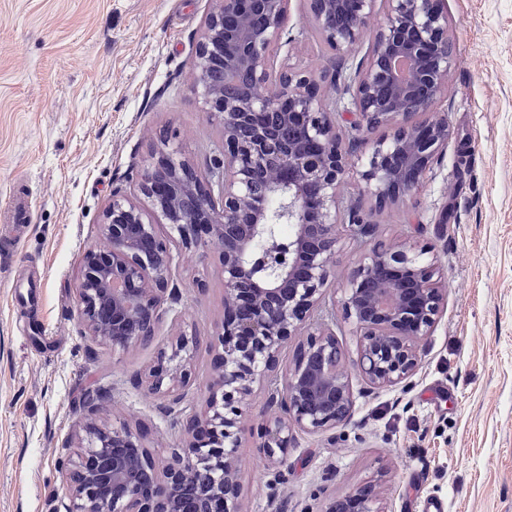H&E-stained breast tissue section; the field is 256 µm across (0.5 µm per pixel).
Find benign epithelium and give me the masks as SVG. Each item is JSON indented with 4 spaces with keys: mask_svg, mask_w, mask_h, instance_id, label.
<instances>
[{
    "mask_svg": "<svg viewBox=\"0 0 512 512\" xmlns=\"http://www.w3.org/2000/svg\"><path fill=\"white\" fill-rule=\"evenodd\" d=\"M289 2L219 0L204 20L193 66L202 108L222 124L220 171L195 167L159 135L137 199L115 193L103 211L108 248L83 253L79 318L102 343L127 348L154 336L164 304L175 299L176 243L219 251L224 321L203 412L175 417L196 337H177L160 352L167 366L145 380L166 398L163 415L183 423L184 444L160 465L128 425L87 422L64 469L70 512H238L240 420L257 382L268 386L260 447L274 463L287 458L294 434H322L349 419L354 394L336 321L313 316L326 306L341 222L368 245L344 288L345 318L360 336L353 365L363 380L374 387L404 381L418 364L417 341L444 307L446 288L436 263L423 258L427 251L376 240L369 215L343 208L340 188L356 157L362 195L377 209L400 204L447 150L446 121L412 124L407 112L411 103L429 111L446 88L453 56L445 0H309L318 33L340 58L373 32L349 79L327 87L287 66L274 70V48L292 40ZM380 12L383 21L371 27ZM216 69L269 93L217 83ZM345 114L356 132L386 127L390 134L343 138ZM282 124L299 130L296 145L283 144ZM297 336L303 340L280 379L279 355ZM377 496L376 485H365L326 512H376Z\"/></svg>",
    "mask_w": 512,
    "mask_h": 512,
    "instance_id": "obj_1",
    "label": "benign epithelium"
}]
</instances>
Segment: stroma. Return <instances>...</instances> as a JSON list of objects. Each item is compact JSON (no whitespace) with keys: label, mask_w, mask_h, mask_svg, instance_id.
<instances>
[{"label":"stroma","mask_w":512,"mask_h":512,"mask_svg":"<svg viewBox=\"0 0 512 512\" xmlns=\"http://www.w3.org/2000/svg\"><path fill=\"white\" fill-rule=\"evenodd\" d=\"M216 0H0V512H68L58 462L86 389L107 392L102 422L147 426L158 458L184 439L139 382L176 336L197 337L186 401L201 409L224 318L212 248L179 249V297L152 341L112 348L86 336L75 283L83 251L103 248L102 212L132 193L166 132L198 168L223 130L194 92L192 60ZM454 61L443 96L417 121L446 118L444 156L403 205L373 213L379 240L429 247L448 296L414 372L372 389L352 375V416L297 434L268 463L255 386L236 452L239 512H325L376 484V512H512V0H445ZM292 43L279 62L321 78L336 56L315 34L308 0H291ZM365 251L342 234L330 308L347 357L359 338L340 311Z\"/></svg>","instance_id":"35a3bbf8"}]
</instances>
